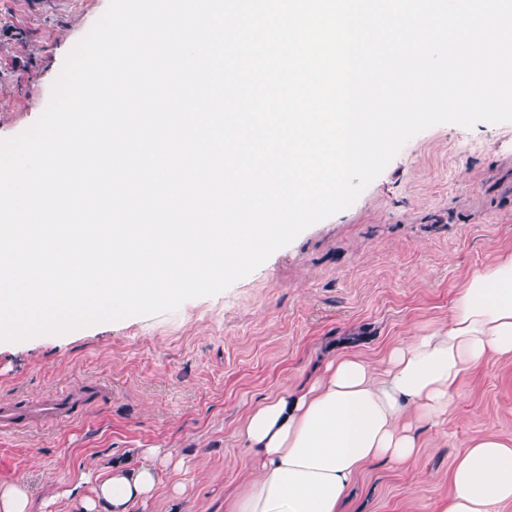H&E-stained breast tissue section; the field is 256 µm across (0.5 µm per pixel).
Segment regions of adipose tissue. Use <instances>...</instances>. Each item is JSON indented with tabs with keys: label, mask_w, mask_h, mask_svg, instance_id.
<instances>
[{
	"label": "adipose tissue",
	"mask_w": 512,
	"mask_h": 512,
	"mask_svg": "<svg viewBox=\"0 0 512 512\" xmlns=\"http://www.w3.org/2000/svg\"><path fill=\"white\" fill-rule=\"evenodd\" d=\"M512 356V253L474 271L448 320L390 349L382 369L355 353L328 360L309 385L269 398L247 415L242 433L259 476L224 498V512H345L348 492L370 462L413 461L416 428L436 422L467 371ZM138 466L113 465L88 491L70 489L83 512H130L162 481L168 448H144ZM439 512H489L512 504V443L473 438L449 473Z\"/></svg>",
	"instance_id": "ef3b65f1"
}]
</instances>
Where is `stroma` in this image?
<instances>
[{"label": "stroma", "mask_w": 512, "mask_h": 512, "mask_svg": "<svg viewBox=\"0 0 512 512\" xmlns=\"http://www.w3.org/2000/svg\"><path fill=\"white\" fill-rule=\"evenodd\" d=\"M108 0H0V139L33 125L75 44ZM512 252V122L438 124L411 138L348 208L304 230L225 291L177 310L63 335L0 342V400L109 388L85 417L0 434V485L25 480L35 503L61 483L142 448L183 463L133 512H224L254 477L241 434L249 410L311 382L349 350L374 367L445 322L475 270ZM512 442V357L464 377L412 463L365 466L348 512H438L449 472L477 435ZM183 493H176V486Z\"/></svg>", "instance_id": "stroma-1"}]
</instances>
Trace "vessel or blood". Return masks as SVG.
Listing matches in <instances>:
<instances>
[{
  "instance_id": "1",
  "label": "vessel or blood",
  "mask_w": 512,
  "mask_h": 512,
  "mask_svg": "<svg viewBox=\"0 0 512 512\" xmlns=\"http://www.w3.org/2000/svg\"><path fill=\"white\" fill-rule=\"evenodd\" d=\"M99 392V387L90 386L77 392L63 391L32 402L20 397L1 402L0 432L20 433L48 419L61 424L76 420L85 415Z\"/></svg>"
}]
</instances>
